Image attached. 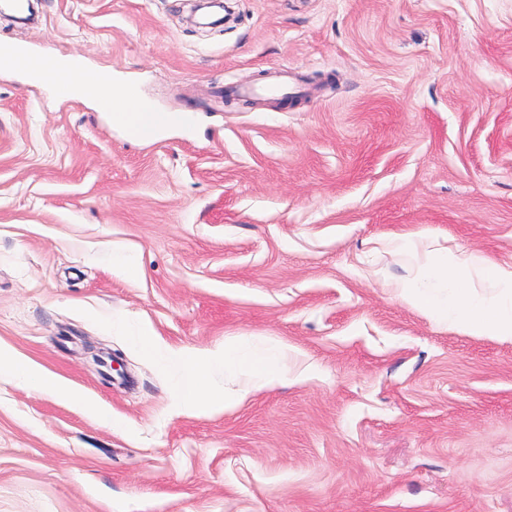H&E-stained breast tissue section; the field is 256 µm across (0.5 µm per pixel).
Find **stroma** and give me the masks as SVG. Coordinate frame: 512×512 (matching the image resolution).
<instances>
[{"instance_id":"35a3bbf8","label":"stroma","mask_w":512,"mask_h":512,"mask_svg":"<svg viewBox=\"0 0 512 512\" xmlns=\"http://www.w3.org/2000/svg\"><path fill=\"white\" fill-rule=\"evenodd\" d=\"M225 5L216 28L195 0L0 13V43L194 118L143 143L0 70V345L115 420L1 380L0 512H512V343L394 292L404 241L512 270V0ZM283 69L294 103L238 95ZM109 311L172 349L282 342L288 379L176 410Z\"/></svg>"}]
</instances>
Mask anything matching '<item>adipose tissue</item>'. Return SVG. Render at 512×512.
I'll list each match as a JSON object with an SVG mask.
<instances>
[{
	"label": "adipose tissue",
	"mask_w": 512,
	"mask_h": 512,
	"mask_svg": "<svg viewBox=\"0 0 512 512\" xmlns=\"http://www.w3.org/2000/svg\"><path fill=\"white\" fill-rule=\"evenodd\" d=\"M14 68L25 71L31 80L56 85L61 98L94 102L125 123L139 140H153L157 127L172 126L169 113L150 116L134 90L113 88L111 72L88 70L79 60L23 58L11 47L0 48V69ZM477 275L489 282L494 295L471 288ZM399 297L431 320L452 324L465 334L512 342V273L499 271L480 255L446 253L426 258L419 263L416 275L401 284ZM109 320L112 325L124 326L135 347L172 372L176 403L185 410L210 411L231 405L230 397L213 388V371L242 377L247 392L273 387L288 375L285 348L259 336H231L219 349L208 352L164 351L141 329L123 325L119 316L110 315ZM2 377L83 404L93 413L101 411L100 406L57 376L0 348Z\"/></svg>",
	"instance_id": "ef3b65f1"
}]
</instances>
